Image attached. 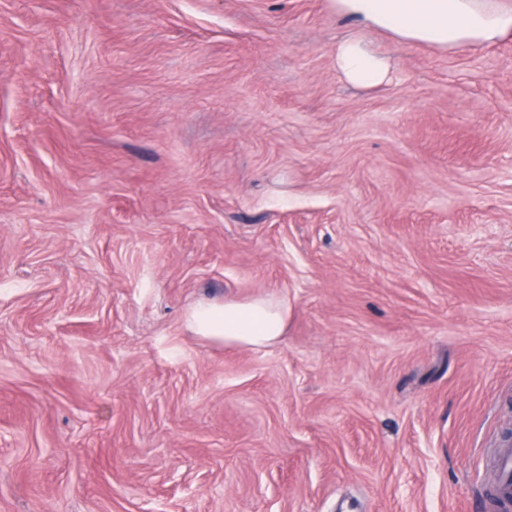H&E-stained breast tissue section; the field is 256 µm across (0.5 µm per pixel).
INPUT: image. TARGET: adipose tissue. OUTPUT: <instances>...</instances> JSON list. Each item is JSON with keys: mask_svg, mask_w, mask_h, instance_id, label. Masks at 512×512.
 Returning a JSON list of instances; mask_svg holds the SVG:
<instances>
[{"mask_svg": "<svg viewBox=\"0 0 512 512\" xmlns=\"http://www.w3.org/2000/svg\"><path fill=\"white\" fill-rule=\"evenodd\" d=\"M337 15L359 28L392 34L399 41L445 52L492 45L512 38V0H331ZM336 67L355 86L383 84L388 60L350 35L336 45ZM201 339L227 347L261 350L286 334L288 303L259 295L237 302H201L184 318Z\"/></svg>", "mask_w": 512, "mask_h": 512, "instance_id": "ef3b65f1", "label": "adipose tissue"}]
</instances>
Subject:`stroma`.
Wrapping results in <instances>:
<instances>
[{
  "mask_svg": "<svg viewBox=\"0 0 512 512\" xmlns=\"http://www.w3.org/2000/svg\"><path fill=\"white\" fill-rule=\"evenodd\" d=\"M329 0H0V512H490L512 38L349 84ZM269 294L262 350L187 331Z\"/></svg>",
  "mask_w": 512,
  "mask_h": 512,
  "instance_id": "1",
  "label": "stroma"
}]
</instances>
